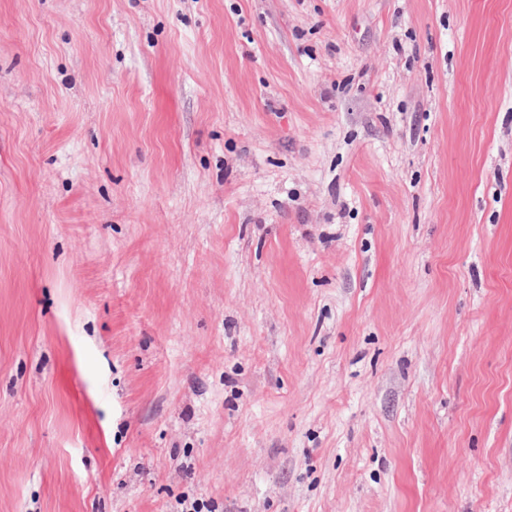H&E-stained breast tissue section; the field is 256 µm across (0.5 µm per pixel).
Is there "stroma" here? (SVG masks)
<instances>
[{"mask_svg": "<svg viewBox=\"0 0 512 512\" xmlns=\"http://www.w3.org/2000/svg\"><path fill=\"white\" fill-rule=\"evenodd\" d=\"M512 512V0H0V512Z\"/></svg>", "mask_w": 512, "mask_h": 512, "instance_id": "35a3bbf8", "label": "stroma"}]
</instances>
